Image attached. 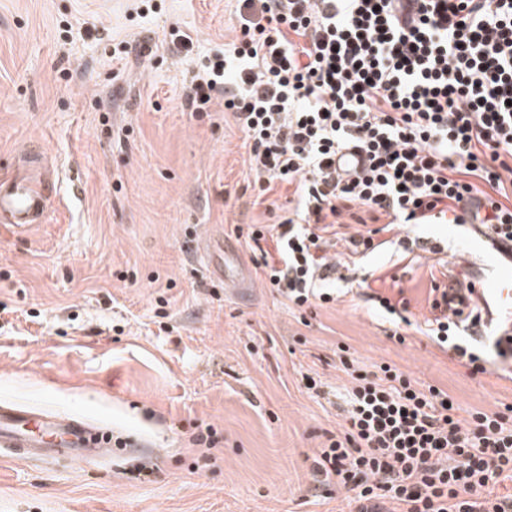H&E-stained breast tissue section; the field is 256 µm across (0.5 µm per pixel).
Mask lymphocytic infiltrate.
<instances>
[{"label": "lymphocytic infiltrate", "mask_w": 512, "mask_h": 512, "mask_svg": "<svg viewBox=\"0 0 512 512\" xmlns=\"http://www.w3.org/2000/svg\"><path fill=\"white\" fill-rule=\"evenodd\" d=\"M239 35L202 65L193 111L223 96L259 181L293 185L275 236L271 287L294 305L330 302L318 233L344 208L389 224H474L512 240V0H241ZM355 147L367 164L336 167ZM431 334L472 373L488 360L442 313ZM350 377L342 429L314 460L322 487L351 492L354 512H512V415L458 417L453 401L383 363L340 361Z\"/></svg>", "instance_id": "obj_1"}]
</instances>
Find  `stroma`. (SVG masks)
Returning <instances> with one entry per match:
<instances>
[{
	"instance_id": "1",
	"label": "stroma",
	"mask_w": 512,
	"mask_h": 512,
	"mask_svg": "<svg viewBox=\"0 0 512 512\" xmlns=\"http://www.w3.org/2000/svg\"><path fill=\"white\" fill-rule=\"evenodd\" d=\"M235 6L0 0V174L36 148L58 180L45 223L0 224V402L137 441L83 463L1 453L0 512H350L348 492L317 489L312 470L346 407L341 347L461 409L512 407V364L471 375L428 334L468 225L388 230L353 206L322 232L333 301L299 308L268 287L276 243L252 248L249 229L287 217L293 189L260 192L223 100L186 103L197 63L238 35ZM177 29L191 50L172 44ZM147 38L149 59L136 51ZM369 232L377 249L353 251ZM375 295L405 308L403 338ZM209 425L212 455L194 442Z\"/></svg>"
}]
</instances>
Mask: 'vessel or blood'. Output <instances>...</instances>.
<instances>
[{
	"label": "vessel or blood",
	"mask_w": 512,
	"mask_h": 512,
	"mask_svg": "<svg viewBox=\"0 0 512 512\" xmlns=\"http://www.w3.org/2000/svg\"><path fill=\"white\" fill-rule=\"evenodd\" d=\"M54 192V180L36 160L25 171L0 177V222L19 228L43 223ZM468 296L479 299L485 314L484 320L470 324L472 336L488 330L512 335V263L489 261L484 272L450 288L448 302L453 305ZM92 432V426L81 418L0 403L1 448H23L28 454L46 457L61 450L68 459L86 460L94 449Z\"/></svg>",
	"instance_id": "obj_1"
}]
</instances>
